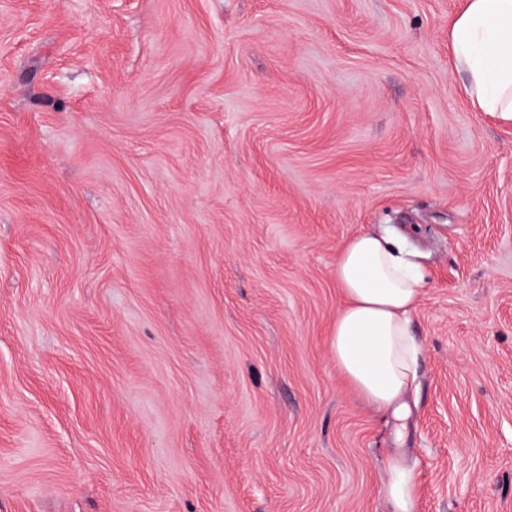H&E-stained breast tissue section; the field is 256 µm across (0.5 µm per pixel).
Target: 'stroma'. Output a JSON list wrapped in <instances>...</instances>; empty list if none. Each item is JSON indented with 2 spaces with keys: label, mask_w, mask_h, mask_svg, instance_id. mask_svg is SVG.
Wrapping results in <instances>:
<instances>
[{
  "label": "stroma",
  "mask_w": 512,
  "mask_h": 512,
  "mask_svg": "<svg viewBox=\"0 0 512 512\" xmlns=\"http://www.w3.org/2000/svg\"><path fill=\"white\" fill-rule=\"evenodd\" d=\"M462 0H0V512H512V124ZM426 278L398 420L336 260ZM448 49L473 107L512 121V0H464L448 26ZM389 512H416V478L400 458H393L384 480Z\"/></svg>",
  "instance_id": "1"
}]
</instances>
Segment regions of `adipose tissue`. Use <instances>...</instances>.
<instances>
[{
  "label": "adipose tissue",
  "mask_w": 512,
  "mask_h": 512,
  "mask_svg": "<svg viewBox=\"0 0 512 512\" xmlns=\"http://www.w3.org/2000/svg\"><path fill=\"white\" fill-rule=\"evenodd\" d=\"M448 49L473 107L512 121V0H464ZM336 283L345 297L331 339L337 368L367 403L404 418L419 352L411 315L422 297L421 265L401 239L366 231L340 250ZM384 490L390 512H416L415 474L400 458L390 461Z\"/></svg>",
  "instance_id": "ef3b65f1"
}]
</instances>
